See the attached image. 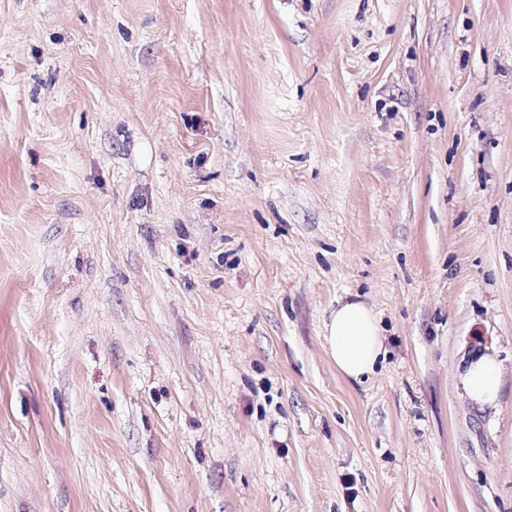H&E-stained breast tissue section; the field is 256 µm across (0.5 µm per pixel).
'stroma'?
I'll return each instance as SVG.
<instances>
[{
    "instance_id": "35a3bbf8",
    "label": "stroma",
    "mask_w": 512,
    "mask_h": 512,
    "mask_svg": "<svg viewBox=\"0 0 512 512\" xmlns=\"http://www.w3.org/2000/svg\"><path fill=\"white\" fill-rule=\"evenodd\" d=\"M0 512H512V0H0ZM324 337L336 369L356 383L369 380L386 354L379 315L360 300L336 305L325 324ZM463 386L474 402L480 405L493 402L500 389V366L496 359L483 355L471 362Z\"/></svg>"
}]
</instances>
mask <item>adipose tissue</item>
Instances as JSON below:
<instances>
[{
	"label": "adipose tissue",
	"mask_w": 512,
	"mask_h": 512,
	"mask_svg": "<svg viewBox=\"0 0 512 512\" xmlns=\"http://www.w3.org/2000/svg\"><path fill=\"white\" fill-rule=\"evenodd\" d=\"M327 352L343 377L356 383L369 380L386 354L378 314L359 300L339 303L325 325ZM470 399L493 402L500 389V366L489 355L470 363L463 379Z\"/></svg>",
	"instance_id": "adipose-tissue-1"
}]
</instances>
